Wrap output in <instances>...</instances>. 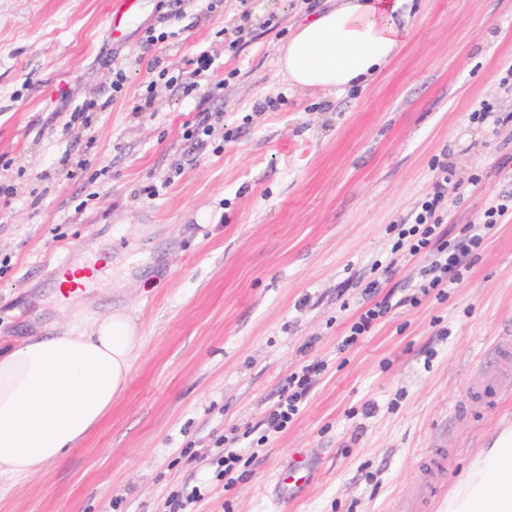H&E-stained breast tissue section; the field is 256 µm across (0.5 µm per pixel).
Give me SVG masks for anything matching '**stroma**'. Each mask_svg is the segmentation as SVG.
I'll return each instance as SVG.
<instances>
[{"mask_svg":"<svg viewBox=\"0 0 512 512\" xmlns=\"http://www.w3.org/2000/svg\"><path fill=\"white\" fill-rule=\"evenodd\" d=\"M326 5L138 0L115 35L110 0H0V336L120 309L142 337L111 412L63 464L1 488L0 512H170L195 485L196 512H403L429 480L419 512H445L512 425V213L446 300L400 305L422 264L398 262L374 296L396 307L342 343L440 166L449 239L512 197V0H417L399 56L337 94L278 66ZM89 253L93 286L61 299L57 259ZM316 362L303 412L265 433L284 380ZM487 381L496 398L472 394ZM298 455L310 485L272 497Z\"/></svg>","mask_w":512,"mask_h":512,"instance_id":"35a3bbf8","label":"stroma"}]
</instances>
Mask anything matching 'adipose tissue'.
Returning a JSON list of instances; mask_svg holds the SVG:
<instances>
[{
  "instance_id": "1",
  "label": "adipose tissue",
  "mask_w": 512,
  "mask_h": 512,
  "mask_svg": "<svg viewBox=\"0 0 512 512\" xmlns=\"http://www.w3.org/2000/svg\"><path fill=\"white\" fill-rule=\"evenodd\" d=\"M410 0H337L299 25L280 69L301 88L364 85L405 44ZM141 338L115 311L90 330L0 342V480L62 464L126 388ZM446 512H512V426L498 429L448 494Z\"/></svg>"
}]
</instances>
